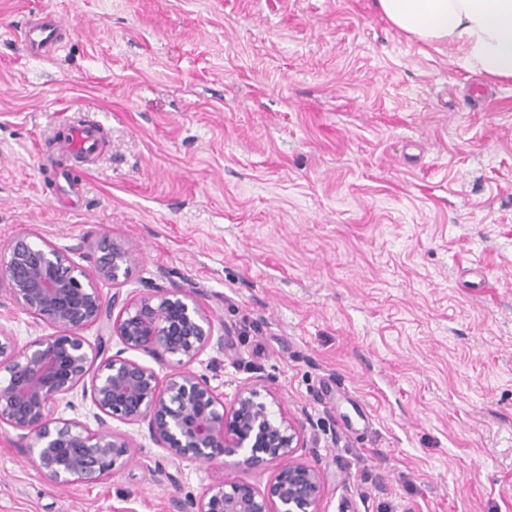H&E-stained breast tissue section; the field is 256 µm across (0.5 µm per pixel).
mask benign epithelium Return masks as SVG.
Masks as SVG:
<instances>
[{
	"label": "benign epithelium",
	"instance_id": "benign-epithelium-1",
	"mask_svg": "<svg viewBox=\"0 0 512 512\" xmlns=\"http://www.w3.org/2000/svg\"><path fill=\"white\" fill-rule=\"evenodd\" d=\"M133 250L106 233L87 252L61 250L28 231L0 249V297L53 329L24 345L0 330V423L22 432L31 461L60 487L98 483L132 462L139 447L109 421H145L153 443L173 458L222 466L244 452L252 468L275 467L262 491L225 476L195 512H320L323 474L298 459L303 427L274 417L257 385L239 386L228 404L193 370L207 347L224 349L196 299L163 288L133 301L118 290L103 298L99 284L119 286ZM90 325L101 328L94 347L80 336ZM113 336L127 349L175 361V371L162 382L152 369L108 354ZM96 361L91 401L99 429L51 417V404L83 383Z\"/></svg>",
	"mask_w": 512,
	"mask_h": 512
}]
</instances>
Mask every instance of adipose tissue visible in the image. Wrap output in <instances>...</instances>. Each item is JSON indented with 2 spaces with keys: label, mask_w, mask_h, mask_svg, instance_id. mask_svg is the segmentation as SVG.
Returning <instances> with one entry per match:
<instances>
[{
  "label": "adipose tissue",
  "mask_w": 512,
  "mask_h": 512,
  "mask_svg": "<svg viewBox=\"0 0 512 512\" xmlns=\"http://www.w3.org/2000/svg\"><path fill=\"white\" fill-rule=\"evenodd\" d=\"M374 7L408 38L456 45L469 72L512 82V0H374Z\"/></svg>",
  "instance_id": "adipose-tissue-1"
}]
</instances>
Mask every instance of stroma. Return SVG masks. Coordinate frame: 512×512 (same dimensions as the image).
Returning a JSON list of instances; mask_svg holds the SVG:
<instances>
[{
	"instance_id": "stroma-1",
	"label": "stroma",
	"mask_w": 512,
	"mask_h": 512,
	"mask_svg": "<svg viewBox=\"0 0 512 512\" xmlns=\"http://www.w3.org/2000/svg\"><path fill=\"white\" fill-rule=\"evenodd\" d=\"M35 13L69 31L54 57ZM460 56L371 0H0V248L133 242L124 297L196 298L224 347L194 370L302 425L320 512H512V84ZM112 426L137 460L60 488L1 424L0 512H171L274 473ZM64 31V25L55 18H30L24 24L23 42L34 58L49 57L63 48ZM101 136L102 130L98 124L83 121L71 126L62 142L66 152L77 158H86L96 152Z\"/></svg>"
}]
</instances>
